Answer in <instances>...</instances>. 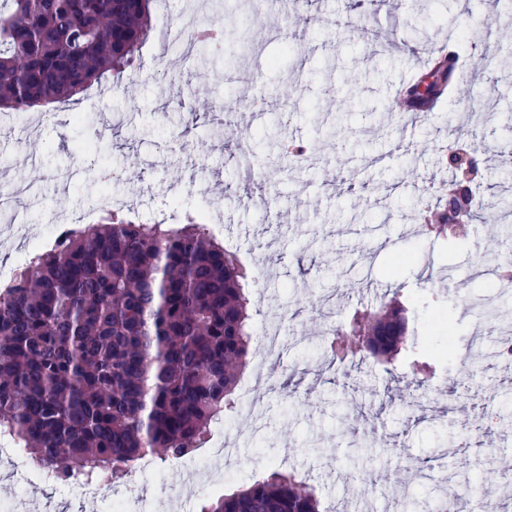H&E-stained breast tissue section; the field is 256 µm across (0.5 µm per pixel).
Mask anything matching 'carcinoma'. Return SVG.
Masks as SVG:
<instances>
[{
	"mask_svg": "<svg viewBox=\"0 0 512 512\" xmlns=\"http://www.w3.org/2000/svg\"><path fill=\"white\" fill-rule=\"evenodd\" d=\"M151 0H0V110L63 103L120 78L149 33ZM454 66L413 88L434 101ZM236 253L198 216L172 225L108 212L64 232L0 289V432L31 464L68 482L132 474L144 456L193 453L235 408L252 354L251 293ZM403 306L367 313L351 355L382 358L407 335ZM200 512H321L305 481L273 471L206 499Z\"/></svg>",
	"mask_w": 512,
	"mask_h": 512,
	"instance_id": "carcinoma-1",
	"label": "carcinoma"
}]
</instances>
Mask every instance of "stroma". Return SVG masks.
I'll return each mask as SVG.
<instances>
[{"mask_svg": "<svg viewBox=\"0 0 512 512\" xmlns=\"http://www.w3.org/2000/svg\"><path fill=\"white\" fill-rule=\"evenodd\" d=\"M190 0H153L151 31L139 66L120 86L110 80L76 95L51 119L39 109L0 113V180L36 182L16 224L40 238L50 213L70 214L99 167L124 171L121 193L162 200L185 188L184 212H222L225 247L251 253L270 270L254 296L252 325L280 338L270 384L252 437L237 444L232 466L208 448L178 465L155 462L133 475L142 493L128 512H161L180 473L191 472L214 496L284 466L303 477L322 506L338 512H396L400 496L432 500L434 483L400 462L459 466L494 458L512 465V428L478 430L486 412L512 415V289L497 266L512 253V220L472 221L451 242L422 232L424 210L444 204L451 152L481 158L471 187L491 210L512 206V67L494 68L486 48L512 60V0H389L356 10L351 0H309L281 13L271 0H242L249 49L224 41L208 63L179 56V17ZM454 49L455 89L433 110L400 111L393 90L423 56ZM223 96V124L250 138L252 154L225 147L199 102ZM371 265L357 261L363 247ZM408 311L407 336L394 356L328 364L323 313L335 320L372 308L370 288ZM452 318L451 337L432 336L434 298ZM497 314L484 332L483 310ZM482 353L478 381L461 384L449 346ZM428 374H414L419 361ZM433 384L438 401L407 413L400 393ZM387 486L362 496L370 482ZM26 512H103L67 485L16 483L0 459V504Z\"/></svg>", "mask_w": 512, "mask_h": 512, "instance_id": "obj_1", "label": "stroma"}]
</instances>
